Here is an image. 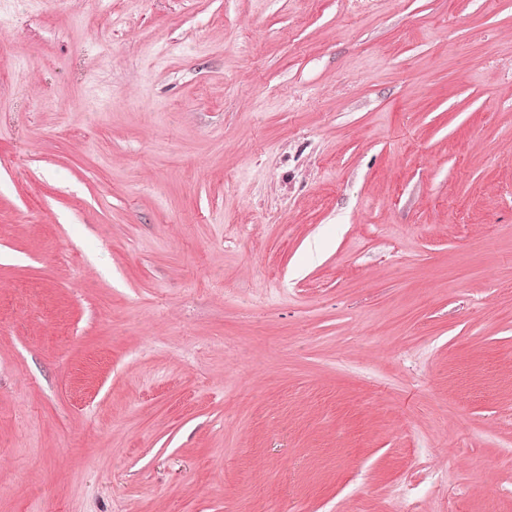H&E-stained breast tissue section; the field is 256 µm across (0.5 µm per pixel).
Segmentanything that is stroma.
I'll list each match as a JSON object with an SVG mask.
<instances>
[{"label": "stroma", "instance_id": "obj_1", "mask_svg": "<svg viewBox=\"0 0 512 512\" xmlns=\"http://www.w3.org/2000/svg\"><path fill=\"white\" fill-rule=\"evenodd\" d=\"M0 512H512V0H0Z\"/></svg>", "mask_w": 512, "mask_h": 512}]
</instances>
